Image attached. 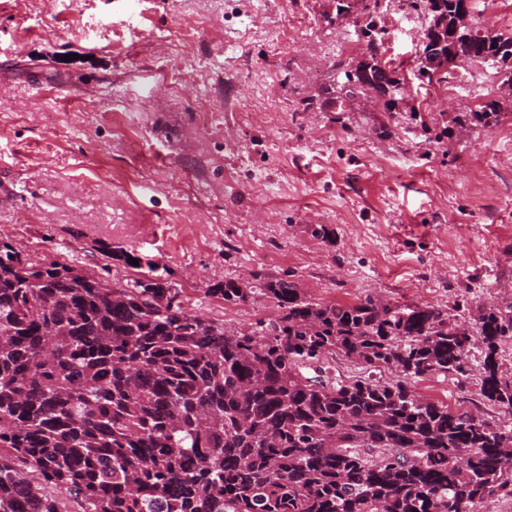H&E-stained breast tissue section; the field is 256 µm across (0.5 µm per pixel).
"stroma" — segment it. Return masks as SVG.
<instances>
[{"mask_svg": "<svg viewBox=\"0 0 512 512\" xmlns=\"http://www.w3.org/2000/svg\"><path fill=\"white\" fill-rule=\"evenodd\" d=\"M375 12L400 108L343 96L365 44L332 0H0V239L113 283L135 251L231 329L277 310L205 290L254 272L474 320L512 290V94L474 62L455 79L472 98L449 99L417 78L424 8ZM471 24L512 34V0H471ZM490 102L498 121L457 124ZM484 355L412 389L510 426L475 395Z\"/></svg>", "mask_w": 512, "mask_h": 512, "instance_id": "1", "label": "stroma"}]
</instances>
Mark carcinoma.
Returning a JSON list of instances; mask_svg holds the SVG:
<instances>
[{
    "instance_id": "carcinoma-1",
    "label": "carcinoma",
    "mask_w": 512,
    "mask_h": 512,
    "mask_svg": "<svg viewBox=\"0 0 512 512\" xmlns=\"http://www.w3.org/2000/svg\"><path fill=\"white\" fill-rule=\"evenodd\" d=\"M356 26L360 82L390 65L375 16ZM495 31L458 37L457 63L505 62ZM489 103L458 116L498 120ZM138 270L122 284L0 241V512H59L40 484L64 486L83 512H490L512 499V427L452 411L411 390L463 375L486 347L481 400L512 415L498 347L512 303L475 323L434 306L366 296L308 298L297 281L253 273L207 288L228 306L265 299L277 316L228 329L188 311L180 291ZM366 375L333 383L301 372L328 357ZM394 371L392 380L377 377Z\"/></svg>"
}]
</instances>
